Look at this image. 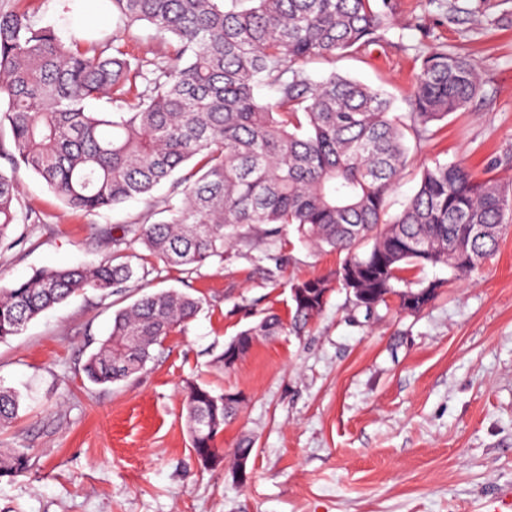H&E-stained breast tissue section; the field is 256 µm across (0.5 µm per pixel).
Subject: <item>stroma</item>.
<instances>
[{
    "label": "stroma",
    "instance_id": "1",
    "mask_svg": "<svg viewBox=\"0 0 512 512\" xmlns=\"http://www.w3.org/2000/svg\"><path fill=\"white\" fill-rule=\"evenodd\" d=\"M382 47L366 56L308 64L382 87L408 109L422 58L441 43L467 55L484 93L434 126L412 148L388 198L398 213L434 160H465L480 178L512 182V0H394ZM92 37H117L133 56L161 44L146 24L120 33L96 0ZM12 173L21 214L0 244V285L43 267L94 265L112 250L100 228L157 222L146 200L80 214L26 168ZM131 253L151 273L101 298L71 297L0 342V386L21 396L17 418L0 428V448L30 458L27 473L0 478V512H481L486 494L512 490V227L470 278L418 268L412 281L438 282L417 313L397 302L374 314L334 288L301 331L256 337L233 369L217 357L241 330L272 311L290 319V288L333 274L342 257L290 231L252 234L196 272L169 267L141 244ZM175 289L203 305L169 336L136 377L90 382L82 371L118 309L141 293ZM194 379L243 397L218 441L232 452L254 443L246 483L206 470L191 448L182 386Z\"/></svg>",
    "mask_w": 512,
    "mask_h": 512
}]
</instances>
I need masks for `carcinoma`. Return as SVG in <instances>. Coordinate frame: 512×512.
Returning <instances> with one entry per match:
<instances>
[{"mask_svg": "<svg viewBox=\"0 0 512 512\" xmlns=\"http://www.w3.org/2000/svg\"><path fill=\"white\" fill-rule=\"evenodd\" d=\"M126 32L140 23L163 41L153 57H131L109 39H60L49 27L0 5V128H10L12 165L40 177L69 208L112 209L171 180L168 217L104 230L112 256L96 266L43 268L0 287V341L20 335L44 311L88 290L108 297L150 270L124 245L139 242L168 266L198 270L224 259L241 229L265 226L275 238L292 227L319 249L346 253L336 279L371 313L391 298L419 312L433 298L403 273L443 266L461 279L480 268L512 221V186L479 179L462 161L425 168L403 210L386 201L406 168L408 137L466 108L482 82L464 55L433 45L422 61L406 112L383 89L327 71L314 59L365 55L386 41L393 0H99ZM274 97L264 100L256 88ZM107 97L111 109L91 112ZM17 186L0 171V238L16 223ZM317 303L291 296L295 327L320 313L327 277L292 284ZM201 300L170 290L144 293L117 310L108 337L83 372L96 384L128 379L153 349L186 327ZM288 325L263 316L218 356L234 368L250 336ZM191 447L209 469L224 465L217 438L239 399L192 381L184 386ZM18 395L0 387V427L17 417ZM30 467L18 449L0 451V477Z\"/></svg>", "mask_w": 512, "mask_h": 512, "instance_id": "carcinoma-1", "label": "carcinoma"}]
</instances>
